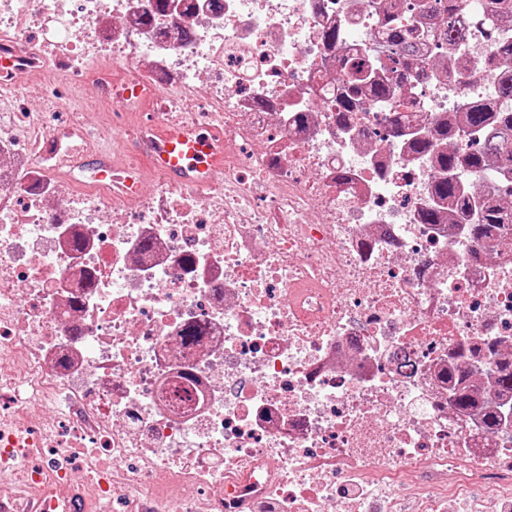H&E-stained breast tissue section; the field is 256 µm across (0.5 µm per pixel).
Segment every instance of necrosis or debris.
I'll use <instances>...</instances> for the list:
<instances>
[{
  "instance_id": "1",
  "label": "necrosis or debris",
  "mask_w": 512,
  "mask_h": 512,
  "mask_svg": "<svg viewBox=\"0 0 512 512\" xmlns=\"http://www.w3.org/2000/svg\"><path fill=\"white\" fill-rule=\"evenodd\" d=\"M378 6L0 0V417L40 435L0 431L1 481L48 466L55 498L87 485L112 512H512V432L441 380L467 363L485 395L512 359V233L486 248L465 217L423 223L430 156L393 113L337 120L338 61L382 50ZM459 22L465 70L410 91L420 134L495 83ZM48 80L124 129L107 194L75 151L108 157L98 125L23 104ZM173 128L209 132L220 167L142 190ZM60 396L63 416L36 413Z\"/></svg>"
}]
</instances>
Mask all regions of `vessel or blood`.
Instances as JSON below:
<instances>
[{"mask_svg":"<svg viewBox=\"0 0 512 512\" xmlns=\"http://www.w3.org/2000/svg\"><path fill=\"white\" fill-rule=\"evenodd\" d=\"M153 163L170 183L191 184L208 178L218 159L210 150L209 138L203 131L169 130L160 137ZM45 509L44 492L40 489L23 500L0 498V512H45ZM59 512H99L98 501L78 486L61 502Z\"/></svg>","mask_w":512,"mask_h":512,"instance_id":"b4317fda","label":"vessel or blood"}]
</instances>
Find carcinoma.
<instances>
[{
    "label": "carcinoma",
    "mask_w": 512,
    "mask_h": 512,
    "mask_svg": "<svg viewBox=\"0 0 512 512\" xmlns=\"http://www.w3.org/2000/svg\"><path fill=\"white\" fill-rule=\"evenodd\" d=\"M421 18L431 14L441 15L442 26L431 29L439 33L448 54L427 57L420 52L416 38L396 25L391 10L383 12L382 21L388 47L386 58L345 59L338 71L336 112L345 120L364 96L370 106L385 110L395 98L400 86L422 81L436 74L454 77L459 71L462 54L458 43L461 32L455 28L457 16L473 12L491 42L483 67L499 73L497 86L484 98L466 100L463 109L468 114L470 130L478 134H492L479 146L472 145L462 151L435 152L437 142L455 133L453 121L437 125L433 131L420 137L405 134L409 148L414 153L435 154V164L440 178L435 186L437 198L446 203L448 212L469 213L480 207L483 219L470 225L476 238L490 239L498 232L512 227V205L497 203L496 196L504 192L512 195V0H423ZM480 172L489 177L487 198L480 204L470 198L457 180L459 173ZM451 388L455 404L463 411L477 409L482 413L487 428L499 427L498 405L479 399L467 383L465 373L453 365L442 373ZM498 394H512V363H502L495 376Z\"/></svg>",
    "instance_id": "carcinoma-1"
}]
</instances>
